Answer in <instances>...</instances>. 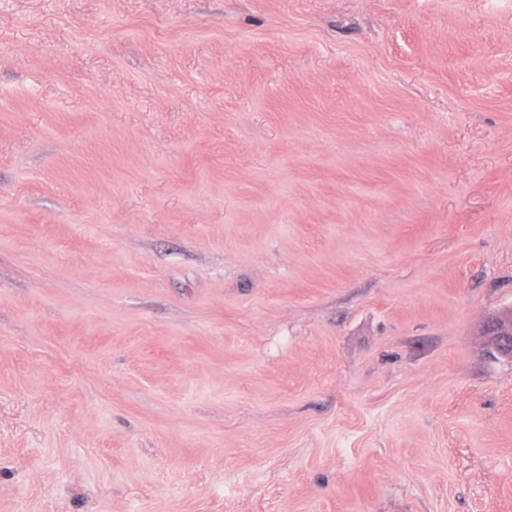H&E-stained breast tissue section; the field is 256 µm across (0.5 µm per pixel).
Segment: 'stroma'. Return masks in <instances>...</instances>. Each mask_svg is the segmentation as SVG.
Instances as JSON below:
<instances>
[{
  "label": "stroma",
  "mask_w": 512,
  "mask_h": 512,
  "mask_svg": "<svg viewBox=\"0 0 512 512\" xmlns=\"http://www.w3.org/2000/svg\"><path fill=\"white\" fill-rule=\"evenodd\" d=\"M512 0H0V512H512ZM489 336H492L496 351L512 357V308L507 313L495 314L488 319Z\"/></svg>",
  "instance_id": "obj_1"
}]
</instances>
